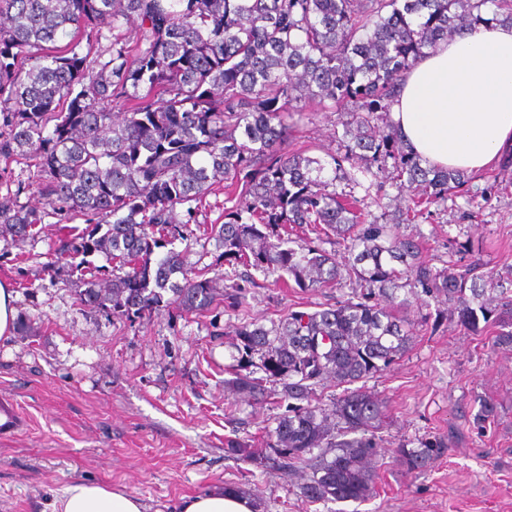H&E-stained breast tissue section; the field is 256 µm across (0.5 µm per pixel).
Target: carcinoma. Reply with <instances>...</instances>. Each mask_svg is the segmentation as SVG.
<instances>
[{"label": "carcinoma", "instance_id": "carcinoma-1", "mask_svg": "<svg viewBox=\"0 0 512 512\" xmlns=\"http://www.w3.org/2000/svg\"><path fill=\"white\" fill-rule=\"evenodd\" d=\"M490 22L512 23V0H0V157L36 161L38 192L60 222L85 218L87 227L58 248L79 273L83 305L131 323L204 311L225 297L245 310V287L217 293L206 269L169 248L177 208L202 203L220 182L229 193L224 222L208 232L216 261L283 273L303 291L351 286L269 329L245 322L232 342L226 384L287 403L260 459L282 472L309 467L300 487L308 502L373 492L384 413L362 382L412 344L414 325L402 314L411 298H443L460 323L475 329L482 321L512 347V289L485 297L491 276L477 262L454 272L433 267L417 241L368 220L347 170L392 162L409 192L407 222L464 192L468 173L422 165L395 123L376 121L440 42ZM128 26L138 30L135 49L115 37L105 50L82 51L104 29ZM117 100L128 104L121 118L109 107ZM326 100L358 109L339 135L344 152L327 160L282 152L288 117ZM42 220L0 203V235L15 242L34 236ZM292 224L315 237L292 240ZM328 240L349 255L345 265L320 247ZM96 253L112 262L103 285L88 260ZM332 386L342 393L324 399ZM224 447L254 457L236 438ZM445 451L435 439L395 453L415 472Z\"/></svg>", "mask_w": 512, "mask_h": 512}]
</instances>
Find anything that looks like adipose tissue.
Listing matches in <instances>:
<instances>
[{
	"mask_svg": "<svg viewBox=\"0 0 512 512\" xmlns=\"http://www.w3.org/2000/svg\"><path fill=\"white\" fill-rule=\"evenodd\" d=\"M393 117L424 162L479 171L512 153V25H480L441 43L408 74ZM50 512H142L139 499L103 484L68 486ZM180 512H253L216 487L184 499Z\"/></svg>",
	"mask_w": 512,
	"mask_h": 512,
	"instance_id": "1",
	"label": "adipose tissue"
}]
</instances>
